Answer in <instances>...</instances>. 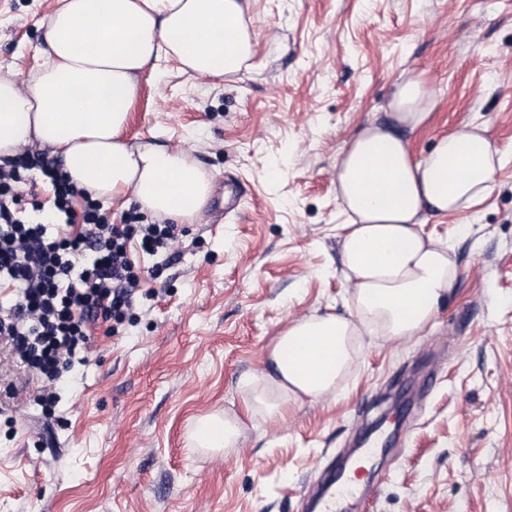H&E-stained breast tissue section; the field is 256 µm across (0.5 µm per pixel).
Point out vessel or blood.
<instances>
[{
  "label": "vessel or blood",
  "instance_id": "b4317fda",
  "mask_svg": "<svg viewBox=\"0 0 512 512\" xmlns=\"http://www.w3.org/2000/svg\"><path fill=\"white\" fill-rule=\"evenodd\" d=\"M316 484L315 496L304 498L302 502L303 512H343V504L365 496L373 482L361 479L343 460L332 458L320 472Z\"/></svg>",
  "mask_w": 512,
  "mask_h": 512
}]
</instances>
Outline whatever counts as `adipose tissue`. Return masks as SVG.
<instances>
[{"label":"adipose tissue","instance_id":"adipose-tissue-1","mask_svg":"<svg viewBox=\"0 0 512 512\" xmlns=\"http://www.w3.org/2000/svg\"><path fill=\"white\" fill-rule=\"evenodd\" d=\"M43 40L42 64L27 86L0 75V157H18L39 141L94 197L130 195L152 215L193 223L210 195L208 176L185 151L134 146L121 133L140 75L158 72L163 61L227 79L246 66L254 32L240 0H61ZM434 106L422 77L409 73L387 121L368 124L339 154L346 220L338 237L353 314L296 319L277 336L269 372L246 380L252 408L266 418L336 387L362 359L361 336H413L451 293V247L422 226L427 216L482 201L502 156L483 128L466 126L413 159L408 135ZM239 434L237 418L211 415L196 421L191 439L197 448H229Z\"/></svg>","mask_w":512,"mask_h":512}]
</instances>
